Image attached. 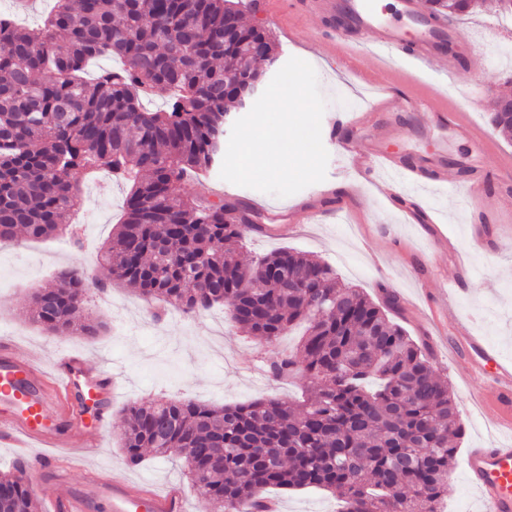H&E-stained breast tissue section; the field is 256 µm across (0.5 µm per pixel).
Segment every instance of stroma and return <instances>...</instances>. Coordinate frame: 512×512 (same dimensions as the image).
<instances>
[{
	"instance_id": "stroma-1",
	"label": "stroma",
	"mask_w": 512,
	"mask_h": 512,
	"mask_svg": "<svg viewBox=\"0 0 512 512\" xmlns=\"http://www.w3.org/2000/svg\"><path fill=\"white\" fill-rule=\"evenodd\" d=\"M245 18L262 21L270 30L280 45L281 61L297 57L314 67L326 114L359 112L370 103L367 87L355 83L349 72L373 69L376 56L362 53L350 60L330 51L329 39L315 16H285L277 22L264 12L249 11ZM501 19L491 7L457 21L459 40L471 44L473 52L455 72H448L440 60L417 67L403 54L394 74L400 91L445 99L473 127L490 132L492 146L416 126L405 112L377 115L365 127L343 126L345 137L377 143L406 160L418 155L448 156L452 164L447 173L452 180L458 177L460 163L473 174L490 171L481 200L473 207L462 194L452 196L434 185L424 191L435 208L438 226L457 241V253L437 252L423 225L408 223L377 187H358L354 169L328 139L323 142L329 153L326 179L333 182L335 195H321L312 184L291 196L277 197L223 180L216 168L176 182L175 193L210 201L221 194L258 203L264 218L291 225L293 231L282 238L245 235L239 250L244 263L280 249L323 260L333 268L340 285L361 289L374 301H382L384 291L394 293L402 307L398 323L419 342L430 341L434 331L417 319L414 303L428 299L429 289L442 287L457 277L460 266H467L472 278L466 291L453 295L457 309L470 318L475 335L493 355L512 359V175L497 171L500 160L512 157V135L494 131L489 121L494 97L512 95V25H502ZM355 188L360 194L354 209L341 211V201ZM126 194L125 184L104 171L83 184L80 208L73 218L82 249H75L66 236L33 241L20 234L0 243V337L10 339L19 352L46 368L56 351L65 348L87 356L93 365L117 372L119 387L110 424L100 434L90 466L108 481H144L159 489L183 487L187 512H201V504L182 476L184 464L179 458L148 455L136 466L125 462L119 440L125 409L135 402L167 399L219 407L267 397L295 400L307 381L297 377L271 382L262 370L271 348L233 328L225 306L200 314L170 307L158 321L152 316L154 302L131 287L115 285L99 292L97 285L106 282L108 274L98 263L97 248L111 236ZM71 267L83 269L92 284L88 311L106 325L97 336H53L30 318L33 293L51 286L61 270ZM415 270L427 276L424 292H415L412 286ZM431 357L436 372L448 382L465 428L440 508L442 512H482L479 495L467 481L464 459L468 449L491 438L471 395L492 393L493 386L486 378L463 384L457 376L461 364L449 359L447 352L435 351ZM266 495L279 512H338L340 508L338 498L323 490L270 489Z\"/></svg>"
}]
</instances>
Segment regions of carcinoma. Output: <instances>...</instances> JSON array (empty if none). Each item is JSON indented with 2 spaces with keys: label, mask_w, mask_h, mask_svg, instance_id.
<instances>
[{
  "label": "carcinoma",
  "mask_w": 512,
  "mask_h": 512,
  "mask_svg": "<svg viewBox=\"0 0 512 512\" xmlns=\"http://www.w3.org/2000/svg\"><path fill=\"white\" fill-rule=\"evenodd\" d=\"M425 6L452 23L481 0ZM103 57L120 66L87 77ZM277 59L272 34L244 23L240 0H55L35 27L0 17V241L65 231L82 183L103 170L129 187L100 253L112 279L187 314L225 304L241 332L270 346L304 326L296 350L265 363L274 380L309 381L298 402L128 408L127 463L146 451L180 455L205 512H266L269 488L324 490L344 512H438L463 427L427 349L389 318L396 299L380 306L288 249L245 267L226 244L260 215L172 191L221 163L230 108L244 111ZM148 95L165 106L146 107ZM491 122L512 131V111L496 106ZM87 288L83 270L62 271L33 295V321L97 335ZM37 509L22 469L1 472L0 512Z\"/></svg>",
  "instance_id": "1"
}]
</instances>
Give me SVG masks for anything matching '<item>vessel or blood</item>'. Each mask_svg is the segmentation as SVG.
<instances>
[{"instance_id":"obj_1","label":"vessel or blood","mask_w":512,"mask_h":512,"mask_svg":"<svg viewBox=\"0 0 512 512\" xmlns=\"http://www.w3.org/2000/svg\"><path fill=\"white\" fill-rule=\"evenodd\" d=\"M401 3L396 19L384 17L373 0H286L285 7L294 15H318L325 25L337 11L347 12L351 29L343 41L357 52H375L391 60L404 50L422 66L444 56L449 69H456L468 48L459 42L454 27L423 14L418 0ZM376 112H411L420 115L425 128L477 135L445 100L424 94L382 90L370 111L356 117V124L370 123ZM341 148L363 176L383 183L392 197L422 180L421 168L379 147L345 140ZM422 316L438 326L452 322L448 346L465 360L463 380L492 368L495 391L481 397L480 403L491 427L512 432V363L488 358L484 342L458 315L447 294H440ZM116 388L115 375L92 369L86 356L60 353L46 371L0 338V447L15 449L17 459L29 464L32 479L51 487L50 512H184L179 488L158 493L144 483L106 481L85 468L97 446L96 436L108 424ZM79 467L84 479L77 483L71 474ZM466 473L479 492L483 512H512V440L468 449Z\"/></svg>"}]
</instances>
